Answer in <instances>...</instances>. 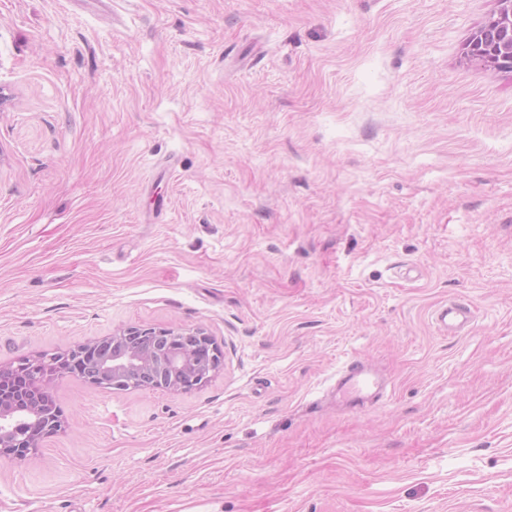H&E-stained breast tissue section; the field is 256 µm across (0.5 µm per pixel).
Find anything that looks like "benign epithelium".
I'll return each instance as SVG.
<instances>
[{"mask_svg": "<svg viewBox=\"0 0 512 512\" xmlns=\"http://www.w3.org/2000/svg\"><path fill=\"white\" fill-rule=\"evenodd\" d=\"M498 10L491 20L501 24L498 36L491 38L481 27L468 40L464 58L498 72H512V0H497ZM105 351L97 371L83 380L99 387H120L134 372L141 373L140 388L186 392L206 383L221 366L214 362L203 366L197 346H208L218 358L222 351L201 328L129 327L90 342ZM85 345L52 356L37 386L51 392L53 380L66 374L64 365L78 355ZM23 407L34 418V427L20 432L12 427L15 410ZM62 416L49 402L34 401L27 388L16 384L9 368H0V458L23 460L40 450L44 438L61 430Z\"/></svg>", "mask_w": 512, "mask_h": 512, "instance_id": "1", "label": "benign epithelium"}]
</instances>
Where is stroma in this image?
Here are the masks:
<instances>
[{"label":"stroma","instance_id":"35a3bbf8","mask_svg":"<svg viewBox=\"0 0 512 512\" xmlns=\"http://www.w3.org/2000/svg\"><path fill=\"white\" fill-rule=\"evenodd\" d=\"M497 9L0 0V367L223 353L180 393L59 377L0 512H512V72L463 55ZM355 361L384 396L336 408ZM435 322L442 331L455 334L470 322V311L458 304L444 305L436 311ZM167 338V342L163 338ZM210 346L219 361L203 366L194 344ZM98 345L106 351L93 375L81 379L99 387H120L134 372H140L137 386L132 388L163 389L172 393L186 392L206 383L221 366L223 353L202 328L129 327L113 332L90 343L82 344L66 353L52 356L45 362V371L37 379V386L46 394L56 377L67 375L64 365L86 346ZM99 363L96 348H85L68 364V372L78 378Z\"/></svg>","mask_w":512,"mask_h":512}]
</instances>
